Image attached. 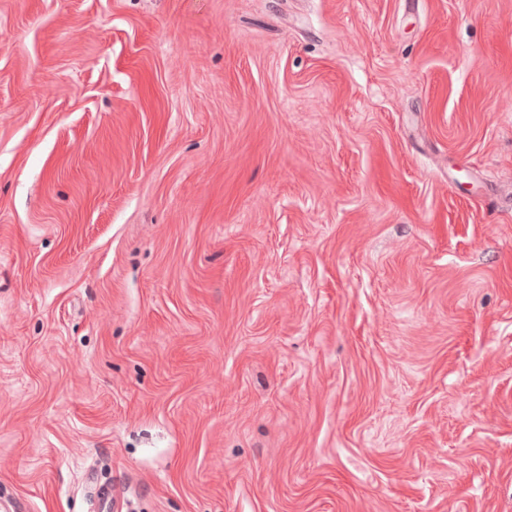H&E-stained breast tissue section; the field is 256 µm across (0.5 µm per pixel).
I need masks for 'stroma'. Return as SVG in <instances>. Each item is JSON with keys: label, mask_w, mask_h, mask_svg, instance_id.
Listing matches in <instances>:
<instances>
[{"label": "stroma", "mask_w": 512, "mask_h": 512, "mask_svg": "<svg viewBox=\"0 0 512 512\" xmlns=\"http://www.w3.org/2000/svg\"><path fill=\"white\" fill-rule=\"evenodd\" d=\"M512 512V0H0V504Z\"/></svg>", "instance_id": "stroma-1"}]
</instances>
